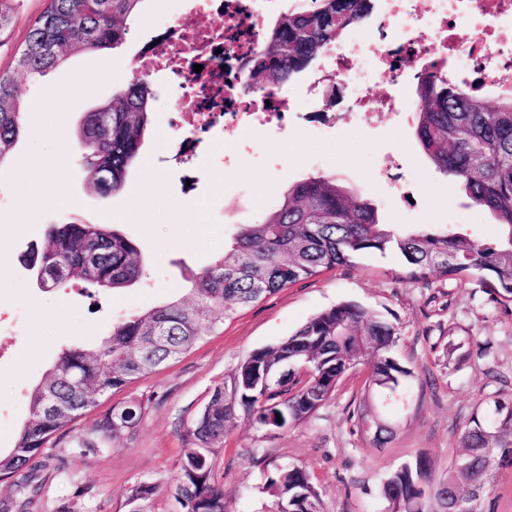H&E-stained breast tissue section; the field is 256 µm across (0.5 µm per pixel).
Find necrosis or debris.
<instances>
[{"label": "necrosis or debris", "mask_w": 512, "mask_h": 512, "mask_svg": "<svg viewBox=\"0 0 512 512\" xmlns=\"http://www.w3.org/2000/svg\"><path fill=\"white\" fill-rule=\"evenodd\" d=\"M195 14L192 27L158 40L139 56V70L160 71L171 53L197 58L202 71L181 68L169 80L183 90L171 123L180 149H196L199 135L220 130L237 141L243 132L283 129L307 116L310 98L280 96L246 98L237 79L238 65L266 35L269 0H184ZM221 13L223 24L212 21ZM375 23L358 24L349 38L329 45L322 73L334 78L345 103L336 124L377 123L392 114L410 121L413 100L407 92L405 60L437 61L441 75L476 83L479 90L512 96V0H373ZM389 71L394 94L373 96L370 84L377 69Z\"/></svg>", "instance_id": "obj_1"}]
</instances>
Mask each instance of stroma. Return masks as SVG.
<instances>
[{"label":"stroma","instance_id":"stroma-1","mask_svg":"<svg viewBox=\"0 0 512 512\" xmlns=\"http://www.w3.org/2000/svg\"><path fill=\"white\" fill-rule=\"evenodd\" d=\"M46 0H11V24L0 36V70L13 58ZM174 0H143L127 19L117 48L98 53L110 70L92 85L78 83L89 55L76 53L38 81L20 80L18 93L39 113L0 168V449L13 448L28 415L29 394L57 354L73 344H99L119 316L184 296L192 275L223 254L237 225L258 221L289 185L333 174L369 198L385 224H437L484 242L499 228L473 206L461 187L437 171L421 151L413 126L391 119L363 129L311 122L278 135L244 137L233 159L222 146L180 156L166 133L175 92L164 72L149 77L151 124L120 194L89 191L74 131L85 112L111 100L137 79V58L166 22L191 26ZM400 166L404 198L388 206L387 171ZM62 182L61 198L41 193ZM77 217L111 224L133 240L148 270L144 281L109 292H89L81 280L44 290L29 282L23 264L47 224ZM354 302L393 323V356L411 371L402 403L385 401L393 427L385 447H374L348 416L365 397L366 366L342 379L334 397L309 421L286 431L257 429L243 416L229 424L216 463L227 512H272L268 490L277 467H308L323 512H382L385 477L418 453L442 476L460 452L459 433L495 401L512 402V310L491 302L479 284L443 278L406 280L396 254L364 255L349 266L298 281L225 321L222 330L179 360L114 392L86 417L58 431L29 466L0 481V512H126L139 481L158 484L153 512H180L174 497L180 434L207 404L215 387L254 350L286 338L313 315ZM143 399L134 432L105 438L96 450L78 444L113 407Z\"/></svg>","mask_w":512,"mask_h":512}]
</instances>
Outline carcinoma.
I'll list each match as a JSON object with an SVG mask.
<instances>
[{
  "instance_id": "1",
  "label": "carcinoma",
  "mask_w": 512,
  "mask_h": 512,
  "mask_svg": "<svg viewBox=\"0 0 512 512\" xmlns=\"http://www.w3.org/2000/svg\"><path fill=\"white\" fill-rule=\"evenodd\" d=\"M144 0H48L14 57L0 72V164L15 158L27 108L17 79L39 78L75 52L121 45L126 19ZM371 0H311L267 26L269 35L241 64L240 84L273 89L302 75L324 48L370 16ZM416 137L432 165L457 181L467 198L489 212L504 234L486 243L430 224H383L378 210L344 180L314 175L298 181L254 224H242L224 254L192 279L191 302L181 299L132 312L95 348L73 345L57 357L48 378L30 395V413L15 447L0 454V481L28 467L57 431L99 405L112 391L156 372L214 335L241 309L289 285L366 254L397 253L411 280L473 278L493 303L512 306V97L495 105L471 83L455 82L426 66L417 75ZM154 93L149 82L127 84L112 101L85 113L77 139L89 189L120 193L148 129ZM39 261L57 269L49 282L83 280L115 291L146 273L133 241L109 224L67 218L50 225ZM397 328L369 308L341 303L308 319L274 346L253 351L236 368L231 389L217 387L183 429L176 494L186 512H226L216 477L227 422L240 410L266 430L286 431L310 420L334 395L352 367L368 362V389L395 393L411 375L390 358ZM491 421L474 420L459 437L461 453L446 476L432 477L425 453L383 482L386 512H487L495 480L493 450L512 448V406L495 402ZM143 403L110 409L80 447L96 449L101 436L133 431ZM362 435L383 447L392 429L365 406L350 414ZM159 490L134 485L128 509L149 512ZM273 512H322L304 466L283 465L270 480Z\"/></svg>"
}]
</instances>
